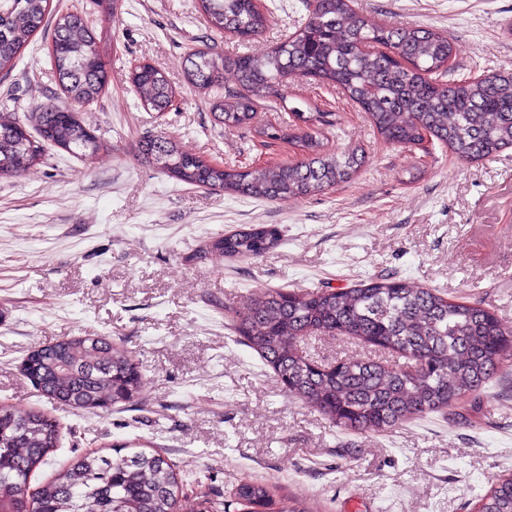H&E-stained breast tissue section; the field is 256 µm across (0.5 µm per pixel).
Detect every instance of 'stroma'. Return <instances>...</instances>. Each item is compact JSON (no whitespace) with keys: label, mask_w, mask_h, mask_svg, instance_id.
<instances>
[{"label":"stroma","mask_w":512,"mask_h":512,"mask_svg":"<svg viewBox=\"0 0 512 512\" xmlns=\"http://www.w3.org/2000/svg\"><path fill=\"white\" fill-rule=\"evenodd\" d=\"M269 25L240 41L206 22L198 0H121L106 18L96 0H51L84 8L108 53L105 92L80 117L110 153L85 160L47 147L40 164L0 178V404L41 410L60 444L31 478L38 486L88 450L139 445L159 452L182 478L180 512L201 497L241 512V479H259L273 500L309 512H475L492 484L512 476V361L480 390L477 409L429 413L383 432L350 434L291 396L257 353L229 329L224 307L270 288H346L379 276L480 303L512 326V148L464 161L437 141L384 143L341 92L289 83L286 102L258 122H293L294 109L328 112L326 154L355 150L364 163L348 182L301 201H256L190 186L149 166L141 141L162 136L208 161L248 166L294 162L298 143L259 151L253 128L228 129L215 104L235 77L209 93L186 81L184 59L206 48L261 55L295 31L303 0H264ZM371 23L447 33L451 79L512 68V0H354ZM45 24L14 67L0 72V113L25 119L62 101ZM163 70L176 94L158 113L131 82L135 64ZM258 224L281 244L230 260L209 241ZM66 336H104L125 349L143 380L123 409L87 411L47 400L20 366L35 347ZM321 362L370 357L343 335L309 340Z\"/></svg>","instance_id":"35a3bbf8"}]
</instances>
